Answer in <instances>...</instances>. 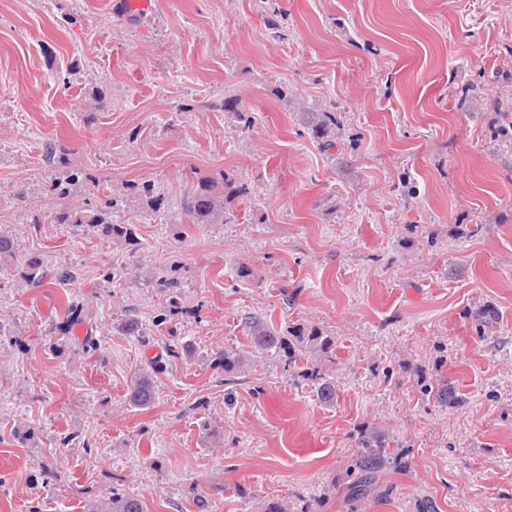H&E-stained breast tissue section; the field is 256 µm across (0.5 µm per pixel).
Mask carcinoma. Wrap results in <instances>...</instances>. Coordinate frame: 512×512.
I'll return each instance as SVG.
<instances>
[{"label":"carcinoma","instance_id":"1","mask_svg":"<svg viewBox=\"0 0 512 512\" xmlns=\"http://www.w3.org/2000/svg\"><path fill=\"white\" fill-rule=\"evenodd\" d=\"M338 121L332 112L319 113L310 124L314 137L322 141L324 147L332 145V132ZM224 187L231 189V193L238 197L248 196L247 188L233 184L229 177L222 178ZM229 193V194H231ZM229 194L218 188L214 181H203L187 197L184 210L192 224H213L224 219V210L228 203ZM116 202L110 201L102 206L83 208L81 206H67L54 215L57 224L74 225H103L106 232L113 238L123 239L128 243L136 241L131 225L117 224L112 220V210ZM48 274L43 263L37 258L26 261L23 269V279L28 284H42ZM245 325L253 334L255 344L264 352L276 354L281 351L288 352V360L297 358L295 345L292 339H301L294 335L289 338L273 327H267L251 317L245 318ZM164 365L160 362L150 364L140 369L131 380L127 390V402L133 407H145L154 398V377L162 372ZM310 377L317 380L316 395L320 402L330 405L336 403L338 388L336 381L326 378L318 373H311ZM437 403L451 407L458 401L453 387L444 383L434 390ZM408 462L404 455L387 451L386 442L379 433L369 427L361 428L356 437V451L348 466L350 487L348 496L352 500H361L370 494L376 487L380 476L387 471L401 472L406 470ZM105 512H144L143 502L140 498L112 492V500Z\"/></svg>","mask_w":512,"mask_h":512}]
</instances>
